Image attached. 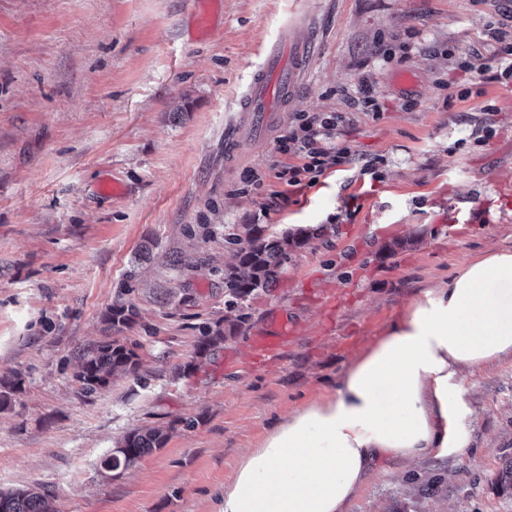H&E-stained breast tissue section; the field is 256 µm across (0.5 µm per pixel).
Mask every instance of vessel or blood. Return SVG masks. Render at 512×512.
<instances>
[{
    "label": "vessel or blood",
    "mask_w": 512,
    "mask_h": 512,
    "mask_svg": "<svg viewBox=\"0 0 512 512\" xmlns=\"http://www.w3.org/2000/svg\"><path fill=\"white\" fill-rule=\"evenodd\" d=\"M314 48L312 37H297L289 27L281 30L244 90L239 102L240 121L229 133L231 140L264 139L277 113L286 111L289 99L306 79ZM298 334L297 324L274 320L253 336L251 345L257 355L274 354L286 350L289 340Z\"/></svg>",
    "instance_id": "obj_1"
}]
</instances>
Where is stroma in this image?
I'll return each mask as SVG.
<instances>
[{
    "label": "stroma",
    "instance_id": "35a3bbf8",
    "mask_svg": "<svg viewBox=\"0 0 512 512\" xmlns=\"http://www.w3.org/2000/svg\"><path fill=\"white\" fill-rule=\"evenodd\" d=\"M199 11L0 0V376L24 379L0 410V490L48 487L56 512H213L244 449L325 393L412 298L512 249V87L456 67L489 54L488 23L512 32V0H221L204 38ZM300 16L310 74L265 141L225 156L242 87ZM364 84L380 115L350 108ZM334 111L352 162L285 185L276 141L293 113ZM373 157L375 180L360 172ZM245 224L309 237L198 359L224 321L226 238ZM340 287L326 316L320 294ZM120 302L134 307L122 337L140 368L85 394L77 353L110 336ZM274 316L303 332L254 363L249 338ZM463 383L465 454L383 463L348 512H512V360ZM149 426L169 429L165 447L106 471L116 441ZM226 336V326L224 329L220 325L216 326L214 330H208L203 336H200L195 345V354L197 358L207 359L215 352L222 348Z\"/></svg>",
    "mask_w": 512,
    "mask_h": 512
}]
</instances>
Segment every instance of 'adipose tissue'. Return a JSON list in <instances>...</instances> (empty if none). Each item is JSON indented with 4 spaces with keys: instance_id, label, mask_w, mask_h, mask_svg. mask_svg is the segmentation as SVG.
<instances>
[{
    "instance_id": "1",
    "label": "adipose tissue",
    "mask_w": 512,
    "mask_h": 512,
    "mask_svg": "<svg viewBox=\"0 0 512 512\" xmlns=\"http://www.w3.org/2000/svg\"><path fill=\"white\" fill-rule=\"evenodd\" d=\"M510 358L512 250H499L423 290L328 394L246 449L217 512H348L377 461L464 453L462 377Z\"/></svg>"
}]
</instances>
